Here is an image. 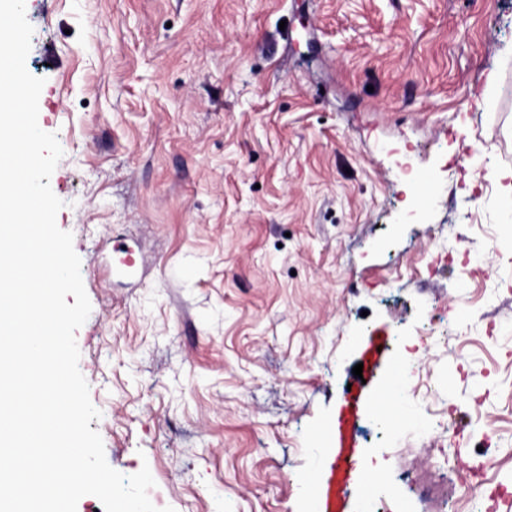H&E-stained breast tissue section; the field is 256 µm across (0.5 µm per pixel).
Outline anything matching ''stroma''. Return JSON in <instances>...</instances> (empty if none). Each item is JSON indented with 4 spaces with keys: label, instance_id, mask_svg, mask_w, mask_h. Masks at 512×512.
Instances as JSON below:
<instances>
[{
    "label": "stroma",
    "instance_id": "35a3bbf8",
    "mask_svg": "<svg viewBox=\"0 0 512 512\" xmlns=\"http://www.w3.org/2000/svg\"><path fill=\"white\" fill-rule=\"evenodd\" d=\"M25 10L112 468L174 512H308L343 423L376 512L512 492V234L484 174L512 169V0ZM358 364L372 395L405 370L394 437L349 409Z\"/></svg>",
    "mask_w": 512,
    "mask_h": 512
}]
</instances>
